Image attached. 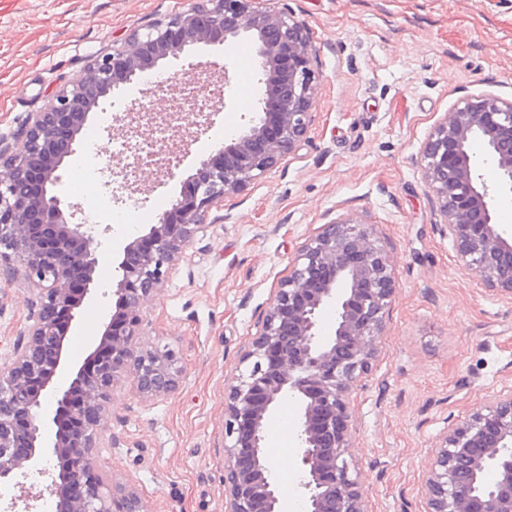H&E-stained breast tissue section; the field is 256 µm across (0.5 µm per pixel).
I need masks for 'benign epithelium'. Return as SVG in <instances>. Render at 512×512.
<instances>
[{
    "instance_id": "1",
    "label": "benign epithelium",
    "mask_w": 512,
    "mask_h": 512,
    "mask_svg": "<svg viewBox=\"0 0 512 512\" xmlns=\"http://www.w3.org/2000/svg\"><path fill=\"white\" fill-rule=\"evenodd\" d=\"M167 24L134 31L123 45L94 59L71 88L35 113L15 151L0 149V276L14 264L42 285L31 323L0 368V485L26 470L57 479L49 491L76 484L56 512H145L123 482L106 484L94 470L97 437L108 430L109 393L132 374L140 392L175 390L174 349H146L139 336L163 267L176 261L213 207L243 190L283 157L299 150L312 126L319 74L304 23L274 0H186ZM256 42L255 108L186 179L188 189L155 214L148 231L122 249L112 267L115 312L69 386L57 385L68 325L91 292L98 267V230L72 222L73 206L48 187L77 153L81 127L101 97L140 85L164 63L198 45ZM484 145L498 172V191L512 194V102L492 94L460 100L433 128L420 151L426 186L459 264L485 287L512 295V234L495 220L490 196L471 152ZM55 232L47 245L42 231ZM395 292L389 254L361 219L322 226L301 246L240 364L224 402V512H288V494L264 448L267 424L281 403L298 406L295 423L301 467L294 493L304 512H367L350 454L352 392L368 374L386 328ZM334 330H323L326 310ZM85 402L72 401L74 388ZM74 422L63 439L47 430ZM495 471L492 487L481 477ZM427 512H512V392L452 425L435 447L425 479Z\"/></svg>"
}]
</instances>
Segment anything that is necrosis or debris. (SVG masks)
Segmentation results:
<instances>
[{
    "mask_svg": "<svg viewBox=\"0 0 512 512\" xmlns=\"http://www.w3.org/2000/svg\"><path fill=\"white\" fill-rule=\"evenodd\" d=\"M224 97V87L220 84L200 89L186 85L182 88V104L172 111L168 124L155 128L151 134H140L138 125L150 110L149 104L134 100L131 107L122 113L121 119L129 129L128 135L121 140L103 141L97 131H87L85 137L84 163L79 169L70 173L69 193L85 198L87 211L86 223H96L99 216H107L116 225L128 226L133 223L138 205L135 200H128L124 206H116L112 194L89 196L91 187L112 179L113 183H135L156 168L175 166V157L164 154L161 146L170 127L179 125L183 120L185 108L200 111L215 105Z\"/></svg>",
    "mask_w": 512,
    "mask_h": 512,
    "instance_id": "necrosis-or-debris-1",
    "label": "necrosis or debris"
}]
</instances>
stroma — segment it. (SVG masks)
<instances>
[{"label": "stroma", "instance_id": "1", "mask_svg": "<svg viewBox=\"0 0 512 512\" xmlns=\"http://www.w3.org/2000/svg\"><path fill=\"white\" fill-rule=\"evenodd\" d=\"M312 35L319 79L308 140L212 208L146 308L141 343L178 350L177 388L141 394L133 376L110 393L95 466L130 485L147 512H224V392L289 263L323 224L371 225L392 260L396 292L379 353L355 387L351 458L367 512H426L431 450L451 425L512 390V296L478 283L435 222L420 147L461 98L512 102V0H280ZM184 0H0V147L15 148L32 114L131 30L169 22ZM161 72L177 84L230 80L202 123L188 112L175 178L136 196L141 221L106 227L93 303L67 342L79 368L112 312V266L179 193L257 97L250 38L198 46ZM39 292L24 272L0 278V367L11 362ZM298 408L281 404L266 450L284 488L296 482Z\"/></svg>", "mask_w": 512, "mask_h": 512}]
</instances>
